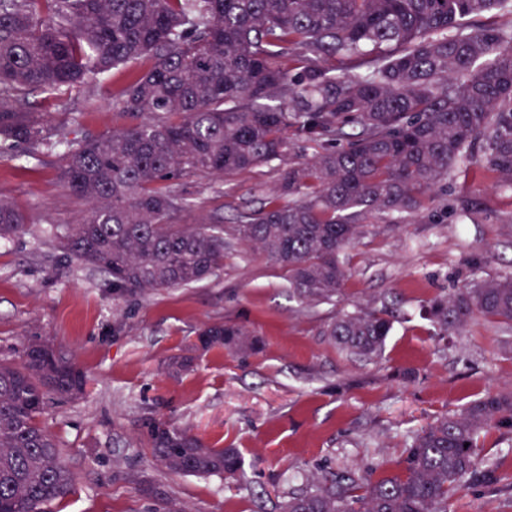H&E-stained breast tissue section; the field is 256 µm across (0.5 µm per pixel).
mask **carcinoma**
<instances>
[{
    "label": "carcinoma",
    "instance_id": "1",
    "mask_svg": "<svg viewBox=\"0 0 512 512\" xmlns=\"http://www.w3.org/2000/svg\"><path fill=\"white\" fill-rule=\"evenodd\" d=\"M505 8L512 15V0H0V156L67 144L58 175L88 214L57 230L56 248L121 295L199 283L238 240L286 269L300 301L330 303L348 279L340 254L375 218H426L436 187L475 165L512 191V19L475 24ZM325 58L340 66H320ZM114 71L127 73L114 109L129 122L108 134L69 142L23 104L31 91L80 92ZM290 135L319 150L281 169L268 205L229 229L176 223L189 200L173 181L255 169L282 158ZM452 208L477 220L479 193ZM25 229L0 197V239ZM427 313L439 336L474 319L511 329L512 270L475 274ZM392 328L382 310H342L324 335L372 359ZM198 340L240 356L261 348L233 322L203 325ZM86 383L48 341L28 344L19 365L0 360V512H45L70 493L75 475L41 416ZM493 427L512 430V392L413 433L396 472L323 474L281 512H448ZM145 445L174 474L230 479L242 466L237 449L163 418L147 423Z\"/></svg>",
    "mask_w": 512,
    "mask_h": 512
}]
</instances>
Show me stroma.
Instances as JSON below:
<instances>
[{
  "instance_id": "stroma-1",
  "label": "stroma",
  "mask_w": 512,
  "mask_h": 512,
  "mask_svg": "<svg viewBox=\"0 0 512 512\" xmlns=\"http://www.w3.org/2000/svg\"><path fill=\"white\" fill-rule=\"evenodd\" d=\"M123 87L117 72L81 93L36 92L28 100L48 127L98 136L122 125L112 102ZM57 159L23 149L0 158V196L32 227L0 240V359L19 361L25 344L49 340L87 373L81 398L52 399L42 417L76 476L49 512H155L143 484L194 512H280L289 492L322 472L396 471L410 433L486 394L512 391V332L479 320L442 340L423 314L433 299L467 286L474 271L512 266V193L481 166L443 188L448 199L480 191L477 222L440 209L429 223L368 225L341 256L349 271L342 296L314 304L293 296L285 269L237 241L206 281L113 295L107 275L52 246L58 225L82 223L88 211L59 183ZM281 167L275 160L223 178H181L176 187L191 207L180 223L234 224L271 199ZM385 299L397 300L400 315L381 356H348L324 336L340 308ZM225 320L254 329L263 350L237 357L214 348L196 352L188 371L168 369L203 323ZM159 416L211 446L238 449L236 478L157 466L144 441L147 422ZM479 462L495 465V482L471 483L448 512H512V431L491 430Z\"/></svg>"
}]
</instances>
